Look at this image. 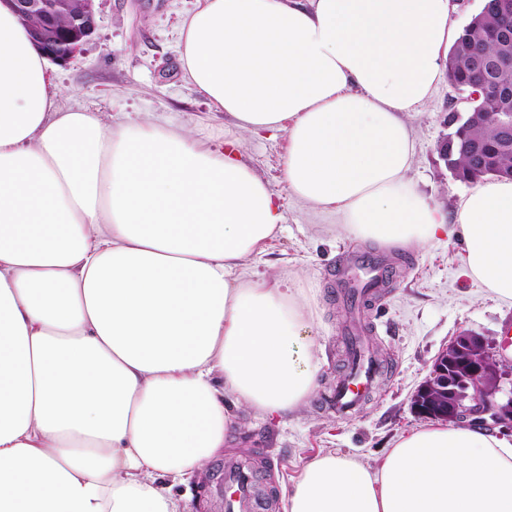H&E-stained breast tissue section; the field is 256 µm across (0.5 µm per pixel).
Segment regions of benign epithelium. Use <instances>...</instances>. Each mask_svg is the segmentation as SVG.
Masks as SVG:
<instances>
[{"label": "benign epithelium", "mask_w": 512, "mask_h": 512, "mask_svg": "<svg viewBox=\"0 0 512 512\" xmlns=\"http://www.w3.org/2000/svg\"><path fill=\"white\" fill-rule=\"evenodd\" d=\"M19 18L31 26L35 45L48 58L65 63L95 29V0H10ZM69 16L67 30L59 19ZM503 363L492 345L475 332L456 337L438 355L431 377L416 390L412 408L424 417L466 421L512 429V388L502 385Z\"/></svg>", "instance_id": "7a95c632"}]
</instances>
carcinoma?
<instances>
[{"instance_id":"carcinoma-1","label":"carcinoma","mask_w":512,"mask_h":512,"mask_svg":"<svg viewBox=\"0 0 512 512\" xmlns=\"http://www.w3.org/2000/svg\"><path fill=\"white\" fill-rule=\"evenodd\" d=\"M497 0H488L482 14L464 28L451 46L453 63L448 81L467 93L469 108L453 127L448 144V169L460 181L484 177L512 179V149L503 145V133L494 121L498 112H512L511 98H492L474 80L476 60L471 48H482L489 58L512 55V38L503 39L497 32Z\"/></svg>"}]
</instances>
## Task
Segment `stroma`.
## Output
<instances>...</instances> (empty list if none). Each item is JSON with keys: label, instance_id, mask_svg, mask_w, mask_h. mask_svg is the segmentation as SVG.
<instances>
[{"label": "stroma", "instance_id": "obj_1", "mask_svg": "<svg viewBox=\"0 0 512 512\" xmlns=\"http://www.w3.org/2000/svg\"><path fill=\"white\" fill-rule=\"evenodd\" d=\"M197 0H95V31L77 56L53 65L64 105L116 118L139 113L198 125L205 138L224 135V116L183 78L178 62L183 20ZM466 95L440 79L430 98L407 120L416 136L409 177L416 189L454 216L468 183L456 180L439 154L449 133L448 115L465 111ZM286 134L244 138V155L279 193L284 231L250 264L263 278L283 276L316 294L311 337L324 351L318 389L295 416L239 414L224 444L225 458L255 461L259 488L272 491L274 512H286L284 489L317 454L334 450L369 467L380 465L399 437L427 425L411 397L429 377L436 357L455 336L472 330L500 344L512 325V301L496 299L468 277L458 239L440 238L391 251L341 232L336 215L314 210L287 190ZM359 255L388 259L394 273L368 310L341 295L351 260ZM358 333L380 362L378 384L349 418L336 415L328 397L347 370L346 342Z\"/></svg>", "mask_w": 512, "mask_h": 512}]
</instances>
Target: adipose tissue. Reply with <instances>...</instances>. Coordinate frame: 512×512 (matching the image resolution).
I'll return each instance as SVG.
<instances>
[{
  "label": "adipose tissue",
  "instance_id": "ef3b65f1",
  "mask_svg": "<svg viewBox=\"0 0 512 512\" xmlns=\"http://www.w3.org/2000/svg\"><path fill=\"white\" fill-rule=\"evenodd\" d=\"M459 32L450 0H200L188 82L227 127L112 121L62 105L29 25L0 0V512H184L173 488L224 452L236 412L298 413L321 352L313 294L249 259L283 229L245 135L286 131L289 191L347 234L459 239L512 300V181L454 219L407 174L417 111ZM288 512H512V442L464 423L402 437L379 467L335 451Z\"/></svg>",
  "mask_w": 512,
  "mask_h": 512
}]
</instances>
